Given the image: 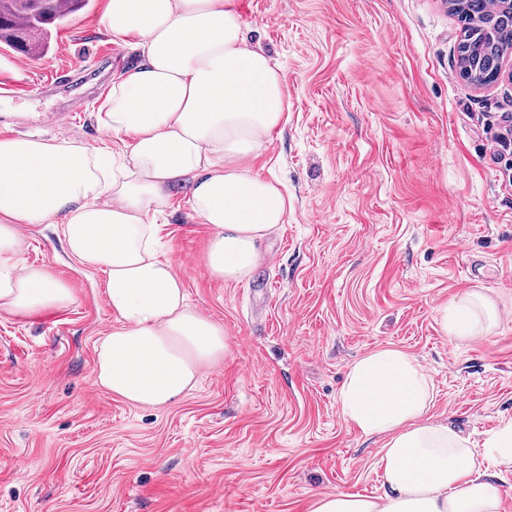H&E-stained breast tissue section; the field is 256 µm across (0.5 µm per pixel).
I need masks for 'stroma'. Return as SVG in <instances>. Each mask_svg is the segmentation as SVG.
<instances>
[{"instance_id": "stroma-1", "label": "stroma", "mask_w": 512, "mask_h": 512, "mask_svg": "<svg viewBox=\"0 0 512 512\" xmlns=\"http://www.w3.org/2000/svg\"><path fill=\"white\" fill-rule=\"evenodd\" d=\"M104 0L55 30L24 80L0 77V125L116 149L97 115L139 56L100 30ZM251 38L280 68L288 122L256 161L284 187V224L243 281L204 269L207 225L177 195L159 256L229 350L157 409L94 382L115 321L104 275L59 228H23L21 260L52 271L73 304L0 313V512H309L315 495L380 496L382 442L341 413L349 367L381 348L431 378L435 421L482 448L512 423V153L490 157L512 113V53L486 88L457 76L459 22L444 0H238ZM71 83L50 78L73 61ZM48 111L70 121L44 125ZM480 288L490 335L457 342L437 309Z\"/></svg>"}]
</instances>
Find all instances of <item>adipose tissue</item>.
<instances>
[{
	"instance_id": "adipose-tissue-1",
	"label": "adipose tissue",
	"mask_w": 512,
	"mask_h": 512,
	"mask_svg": "<svg viewBox=\"0 0 512 512\" xmlns=\"http://www.w3.org/2000/svg\"><path fill=\"white\" fill-rule=\"evenodd\" d=\"M100 29L143 60L110 87L102 130L119 154L73 140L0 136V312L63 310L68 284L22 264L23 226L57 224L70 254L106 276L115 325L97 348L95 382L128 403L164 406L227 351L222 325L191 307L155 250L157 215L188 196L209 227L208 274L242 281L288 199L255 171L287 119L281 72L246 34L236 0H105ZM456 341L489 335L498 310L483 290L438 309ZM433 385L412 355L356 360L339 392L346 422L384 438L379 497L321 494L310 512H497L500 492L467 441L428 415Z\"/></svg>"
}]
</instances>
